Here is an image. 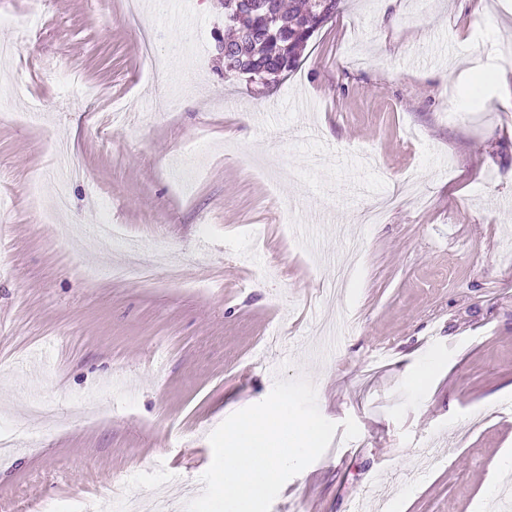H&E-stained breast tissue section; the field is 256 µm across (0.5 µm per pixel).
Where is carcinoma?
<instances>
[{"label": "carcinoma", "mask_w": 512, "mask_h": 512, "mask_svg": "<svg viewBox=\"0 0 512 512\" xmlns=\"http://www.w3.org/2000/svg\"><path fill=\"white\" fill-rule=\"evenodd\" d=\"M341 0H270V10L243 9L224 18V74L277 80L298 68L301 52Z\"/></svg>", "instance_id": "carcinoma-1"}]
</instances>
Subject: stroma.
<instances>
[{"label": "stroma", "mask_w": 512, "mask_h": 512, "mask_svg": "<svg viewBox=\"0 0 512 512\" xmlns=\"http://www.w3.org/2000/svg\"><path fill=\"white\" fill-rule=\"evenodd\" d=\"M223 36L222 0L136 24L126 0H0V43L21 47L0 63V512L161 490L184 512L209 434L301 377L337 429L270 512H350L372 484L390 512H485L512 455V13L341 0L269 84L225 76ZM74 76L97 98L68 93ZM67 155L83 171L47 224ZM134 246L157 254L151 279L86 278Z\"/></svg>", "instance_id": "stroma-1"}]
</instances>
